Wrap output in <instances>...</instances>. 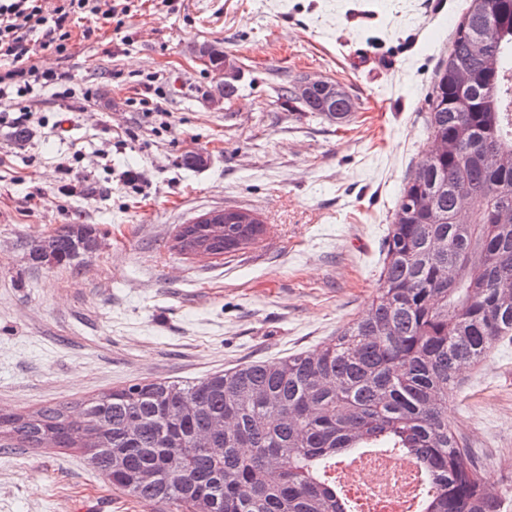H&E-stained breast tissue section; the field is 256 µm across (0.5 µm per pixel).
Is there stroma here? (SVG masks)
<instances>
[{
	"label": "stroma",
	"mask_w": 512,
	"mask_h": 512,
	"mask_svg": "<svg viewBox=\"0 0 512 512\" xmlns=\"http://www.w3.org/2000/svg\"><path fill=\"white\" fill-rule=\"evenodd\" d=\"M470 0H135L38 65L39 124H0V413L77 403L135 382L190 383L321 349L368 309L407 177L426 158L429 96ZM220 43L238 91L214 105L197 58ZM366 54L378 66L358 67ZM343 85V122L278 97L300 77ZM89 101H81L83 93ZM168 113L171 127L161 123ZM199 153L204 165L189 167ZM128 170L140 171L133 183ZM253 211L260 239L219 258L173 247L180 225ZM68 224L96 250L34 265ZM448 420L487 485L512 486V343L464 370ZM168 512L111 486L83 453L0 447V512Z\"/></svg>",
	"instance_id": "obj_1"
}]
</instances>
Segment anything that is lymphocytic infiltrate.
Segmentation results:
<instances>
[{
	"instance_id": "obj_1",
	"label": "lymphocytic infiltrate",
	"mask_w": 512,
	"mask_h": 512,
	"mask_svg": "<svg viewBox=\"0 0 512 512\" xmlns=\"http://www.w3.org/2000/svg\"><path fill=\"white\" fill-rule=\"evenodd\" d=\"M79 16L96 24L111 14L101 10L100 0H57L50 11L44 0H0V58L14 63L13 69L0 74V122L33 124L35 89L58 86L62 97H72L65 73L41 69L30 59L45 51L65 54L72 37L70 24Z\"/></svg>"
}]
</instances>
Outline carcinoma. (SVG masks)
I'll return each mask as SVG.
<instances>
[{"mask_svg":"<svg viewBox=\"0 0 512 512\" xmlns=\"http://www.w3.org/2000/svg\"><path fill=\"white\" fill-rule=\"evenodd\" d=\"M508 0H471L438 68L427 130L443 149L408 177L397 210L414 206L384 241L382 284L368 313L336 341L215 373L195 383L150 381L83 402L0 415V439L96 448L98 472L147 506L170 512H343L327 469L361 448H397L430 479L423 512H503L448 422L461 370L512 340V18ZM483 37L488 52L475 55ZM463 67L470 82L452 80ZM217 255L254 243L261 222L224 233L180 225ZM96 239L68 224L29 256L67 265ZM138 415V438L125 423ZM224 421L213 453L192 445ZM153 473L144 482L139 474Z\"/></svg>","mask_w":512,"mask_h":512,"instance_id":"1","label":"carcinoma"}]
</instances>
